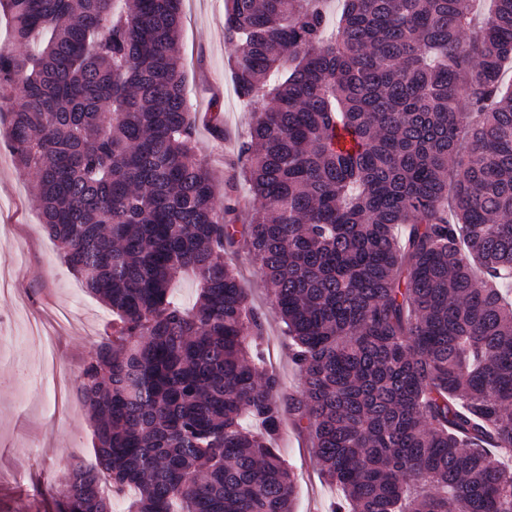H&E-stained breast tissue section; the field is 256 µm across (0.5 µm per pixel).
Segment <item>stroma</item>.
<instances>
[{
  "instance_id": "stroma-1",
  "label": "stroma",
  "mask_w": 512,
  "mask_h": 512,
  "mask_svg": "<svg viewBox=\"0 0 512 512\" xmlns=\"http://www.w3.org/2000/svg\"><path fill=\"white\" fill-rule=\"evenodd\" d=\"M180 53L197 102L193 119L198 154L217 196L240 198L235 224L246 226L255 203L235 167L237 149L247 139L255 113L265 105H245L235 92L224 44V0H184ZM216 97L223 101L224 137L219 141L209 111ZM32 184V176L15 166L7 141L0 137V269L10 270L13 290L11 296L0 297V512H53L50 483L71 455L88 457L92 421L81 399L82 372L112 321L105 305L83 291L46 235L32 202ZM20 248L26 253L22 263L16 260ZM228 254L265 323L262 348L268 369L284 391L299 394L291 341L243 236H236ZM21 301L35 313L58 307L72 313L54 354L58 388L39 385L35 379L39 350L26 338V318L16 312ZM278 446L296 478L294 512H328L339 490L325 482L313 464L307 436L286 423Z\"/></svg>"
}]
</instances>
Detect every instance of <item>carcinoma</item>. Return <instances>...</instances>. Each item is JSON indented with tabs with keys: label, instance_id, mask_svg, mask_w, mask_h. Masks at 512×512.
Masks as SVG:
<instances>
[{
	"label": "carcinoma",
	"instance_id": "carcinoma-1",
	"mask_svg": "<svg viewBox=\"0 0 512 512\" xmlns=\"http://www.w3.org/2000/svg\"><path fill=\"white\" fill-rule=\"evenodd\" d=\"M183 0H0V116L43 227L114 319L83 369L92 468L57 512H293L308 434L333 512H512V0H225L255 113L245 234L300 396L261 364L230 216L196 155ZM410 225L400 245L394 229ZM186 275L192 308L172 298Z\"/></svg>",
	"mask_w": 512,
	"mask_h": 512
}]
</instances>
